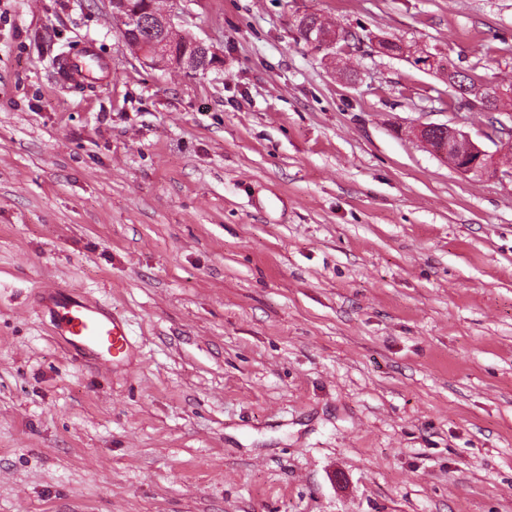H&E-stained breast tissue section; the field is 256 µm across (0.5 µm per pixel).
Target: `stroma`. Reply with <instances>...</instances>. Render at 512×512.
<instances>
[{
  "mask_svg": "<svg viewBox=\"0 0 512 512\" xmlns=\"http://www.w3.org/2000/svg\"><path fill=\"white\" fill-rule=\"evenodd\" d=\"M158 5L222 67L146 66L103 0H0V512H512V165L408 134L491 149L414 59L512 83V0ZM57 286L131 366L71 357ZM336 32L327 39H323L321 35L313 34L308 31L305 36L310 44L315 45L321 50L328 52L351 53L360 48V38L351 35L350 31L336 29ZM501 123V122H500ZM497 128L503 131L498 132L492 128L485 131L484 137L492 144L498 147L495 153L483 149L478 143L474 142L472 138L465 132L449 127L445 123H428L420 125L416 128L415 132L417 137L425 144L434 150L439 156L445 158L448 164L455 167L463 174L473 176H485L490 172H496L497 167H491L493 157L496 153L502 150L512 149V128L501 125ZM438 129H448L456 135V146L451 148L448 145L436 143L431 133ZM39 294L38 311L79 359L107 372L130 361L134 343L126 320L109 306L59 288Z\"/></svg>",
  "mask_w": 512,
  "mask_h": 512,
  "instance_id": "obj_1",
  "label": "stroma"
}]
</instances>
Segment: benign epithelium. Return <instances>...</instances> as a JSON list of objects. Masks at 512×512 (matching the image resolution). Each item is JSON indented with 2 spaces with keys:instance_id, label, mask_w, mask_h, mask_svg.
I'll return each instance as SVG.
<instances>
[{
  "instance_id": "obj_1",
  "label": "benign epithelium",
  "mask_w": 512,
  "mask_h": 512,
  "mask_svg": "<svg viewBox=\"0 0 512 512\" xmlns=\"http://www.w3.org/2000/svg\"><path fill=\"white\" fill-rule=\"evenodd\" d=\"M111 14L119 24L123 41L134 54L145 64L157 68H178L192 71H206L219 66L220 57L213 46L205 40L188 32L179 30L184 24V18L175 12L153 10L142 17L141 25L154 35L151 43L133 40L128 34L132 19L129 0H106ZM308 42L328 52L351 53L360 48V38L351 35L346 30H338L325 39L311 31L306 33ZM445 123H428L416 128V135L422 142L429 145L439 156L445 158L448 164L463 174L485 176L496 171L492 167L494 154L483 149L465 132L452 129L456 135V146L450 147L436 143L431 133L438 129H447ZM484 137L495 144L498 150L512 149V128L500 125V130L488 129Z\"/></svg>"
}]
</instances>
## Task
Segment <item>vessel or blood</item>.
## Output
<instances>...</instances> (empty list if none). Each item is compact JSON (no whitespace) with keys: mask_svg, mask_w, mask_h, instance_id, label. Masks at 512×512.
<instances>
[{"mask_svg":"<svg viewBox=\"0 0 512 512\" xmlns=\"http://www.w3.org/2000/svg\"><path fill=\"white\" fill-rule=\"evenodd\" d=\"M38 310L66 348L90 366L109 371L126 365L134 349L125 319L98 301L59 288L39 295Z\"/></svg>","mask_w":512,"mask_h":512,"instance_id":"obj_1","label":"vessel or blood"}]
</instances>
